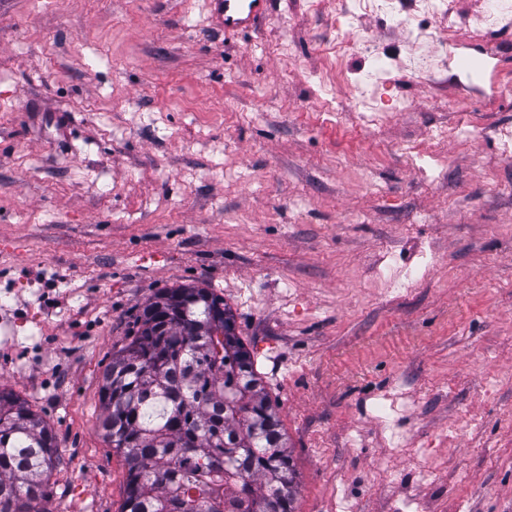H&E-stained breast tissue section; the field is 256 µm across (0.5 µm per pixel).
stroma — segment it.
Here are the masks:
<instances>
[{
    "label": "stroma",
    "mask_w": 512,
    "mask_h": 512,
    "mask_svg": "<svg viewBox=\"0 0 512 512\" xmlns=\"http://www.w3.org/2000/svg\"><path fill=\"white\" fill-rule=\"evenodd\" d=\"M451 15L272 0L259 29H215L207 0H0V389L39 413L63 465L52 512H121L128 467L99 388L165 288L223 297L276 403L297 512H512V25L471 93L406 68L444 54ZM368 38L393 62L370 126L355 105ZM341 65L321 111L303 74ZM444 163L400 146L430 129ZM433 260L397 295L388 254ZM398 395L383 420L374 404Z\"/></svg>",
    "instance_id": "1"
}]
</instances>
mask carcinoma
<instances>
[{
	"label": "carcinoma",
	"mask_w": 512,
	"mask_h": 512,
	"mask_svg": "<svg viewBox=\"0 0 512 512\" xmlns=\"http://www.w3.org/2000/svg\"><path fill=\"white\" fill-rule=\"evenodd\" d=\"M233 319L206 288H167L112 353L104 439L128 465L122 512H296L280 416ZM63 457L47 422L0 390V512H49Z\"/></svg>",
	"instance_id": "1"
}]
</instances>
